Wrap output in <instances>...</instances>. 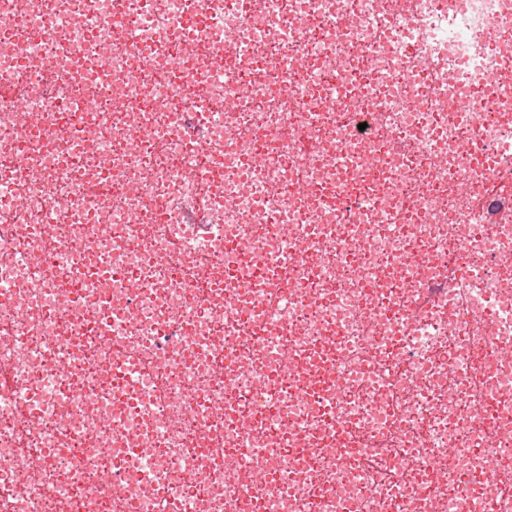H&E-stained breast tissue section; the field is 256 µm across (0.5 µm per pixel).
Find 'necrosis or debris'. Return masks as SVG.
<instances>
[{"instance_id":"4bbe7bcc","label":"necrosis or debris","mask_w":512,"mask_h":512,"mask_svg":"<svg viewBox=\"0 0 512 512\" xmlns=\"http://www.w3.org/2000/svg\"><path fill=\"white\" fill-rule=\"evenodd\" d=\"M510 30L0 0V512H512Z\"/></svg>"}]
</instances>
